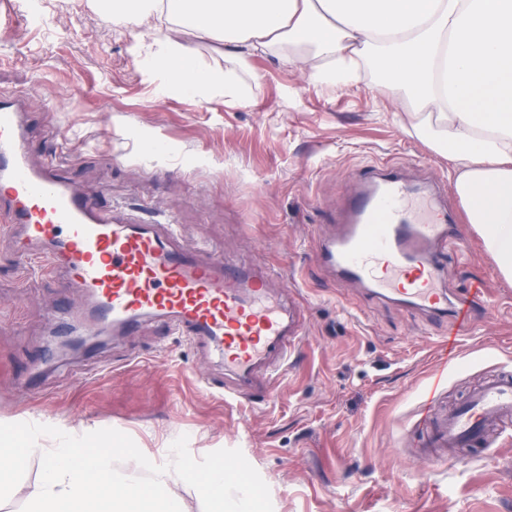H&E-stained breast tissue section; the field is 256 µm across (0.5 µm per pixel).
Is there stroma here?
I'll return each mask as SVG.
<instances>
[{"instance_id": "35a3bbf8", "label": "stroma", "mask_w": 512, "mask_h": 512, "mask_svg": "<svg viewBox=\"0 0 512 512\" xmlns=\"http://www.w3.org/2000/svg\"><path fill=\"white\" fill-rule=\"evenodd\" d=\"M0 95L23 96L35 165L55 162L100 207L168 217L190 244L236 263L281 267L310 308L298 357L269 403L224 397V362L154 321L132 336L89 337L46 356L52 331L83 306L57 279L17 263L0 229V423L80 436L114 428L156 462L188 435L195 458L240 449L274 512H512V434L429 461L418 421L432 386L447 404L512 368V280L463 219L455 168L393 112L372 73L313 85L282 53L225 59L213 38L185 37L205 66L233 73L223 90L187 96L145 66L164 27L117 29L88 0H0ZM391 164L411 184L435 180L459 214L448 253L453 291L480 288L457 357H437L448 327L364 296L312 262L364 171Z\"/></svg>"}]
</instances>
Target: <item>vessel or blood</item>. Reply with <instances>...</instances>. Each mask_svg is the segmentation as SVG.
Here are the masks:
<instances>
[{
	"label": "vessel or blood",
	"instance_id": "obj_1",
	"mask_svg": "<svg viewBox=\"0 0 512 512\" xmlns=\"http://www.w3.org/2000/svg\"><path fill=\"white\" fill-rule=\"evenodd\" d=\"M19 98L0 99V214L26 268L61 277L87 304L97 336H130L140 322H165L175 334L224 355V394L267 400L303 342L305 307L274 299L273 270L228 267L221 255L187 246L174 225L143 223L122 207L104 211L52 166L32 167ZM437 192H419L390 170L363 177L342 225L313 250L330 276L408 310L468 328L467 296L444 280L455 229ZM512 415V373H499L445 413L433 448L489 442L491 427Z\"/></svg>",
	"mask_w": 512,
	"mask_h": 512
}]
</instances>
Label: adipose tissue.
<instances>
[{"label":"adipose tissue","mask_w":512,"mask_h":512,"mask_svg":"<svg viewBox=\"0 0 512 512\" xmlns=\"http://www.w3.org/2000/svg\"><path fill=\"white\" fill-rule=\"evenodd\" d=\"M113 22H163L152 66L195 96L229 74L203 66L183 39L218 36L247 64L282 49L319 84L344 87L369 68L398 93L416 136L456 165L455 192L505 279H512V0H92Z\"/></svg>","instance_id":"obj_1"}]
</instances>
